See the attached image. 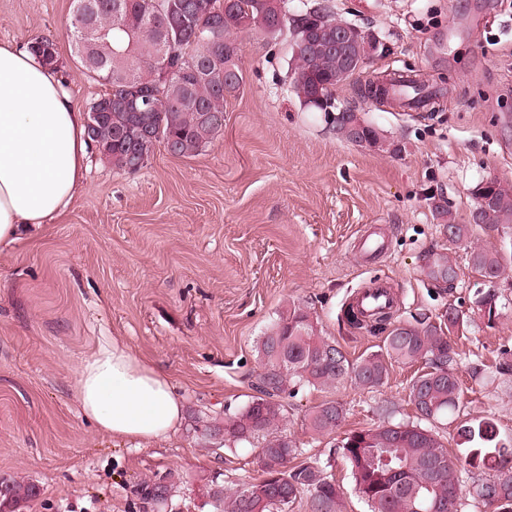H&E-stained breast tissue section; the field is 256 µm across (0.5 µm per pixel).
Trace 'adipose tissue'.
<instances>
[{
  "label": "adipose tissue",
  "mask_w": 512,
  "mask_h": 512,
  "mask_svg": "<svg viewBox=\"0 0 512 512\" xmlns=\"http://www.w3.org/2000/svg\"><path fill=\"white\" fill-rule=\"evenodd\" d=\"M88 136L54 67L0 45V247L69 208L82 181ZM97 431L147 448L174 435L182 402L166 375L113 339L86 358L74 386Z\"/></svg>",
  "instance_id": "adipose-tissue-1"
}]
</instances>
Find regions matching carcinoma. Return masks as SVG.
I'll use <instances>...</instances> for the list:
<instances>
[{
    "label": "carcinoma",
    "mask_w": 512,
    "mask_h": 512,
    "mask_svg": "<svg viewBox=\"0 0 512 512\" xmlns=\"http://www.w3.org/2000/svg\"><path fill=\"white\" fill-rule=\"evenodd\" d=\"M90 45L77 58L84 73L104 81L112 103L101 108L89 140L99 153L123 171L130 170V153L147 161L156 145L174 143L176 154L190 156L209 143L224 125V96L240 89L243 73L236 38L258 30L274 39L280 12L277 0H200L184 26L174 23L181 0H89ZM345 22L325 6H311L293 20L291 84L303 106L327 113L336 133L351 140L350 125L363 124L355 111L336 107V91L360 73L367 60L379 52L376 41L361 32L339 51L330 45L328 32ZM168 46L159 61L160 46ZM147 96L154 112H137L127 100ZM475 204L469 223L457 224L441 203L432 206L448 239L464 241L470 226L497 228L512 224V187L494 180L474 190ZM508 257L499 251L471 248V267L482 278H499ZM500 318V295L494 288L478 290L466 311L450 306L436 319L412 322L383 316L370 326L386 333L383 346L356 362L322 336L313 316L298 305L282 310L275 324L261 337L257 351L263 362L254 397L236 413L224 418L213 434L223 446L258 441L262 476L243 480L233 488L206 477L202 485L211 512H341L344 491L328 473L330 461L309 456L298 464L301 450L279 431L284 419L280 397L290 385L313 388L348 380L364 389L383 386L395 364H422L410 381L408 401L412 421H392L395 410L376 407L380 423L353 431L338 445L348 463L356 490L369 512H468L461 493L462 462L478 460L486 476L474 482L472 499L482 512H512V433L500 431L493 418L471 417L456 426L458 452L448 451L435 422L458 410L462 390L454 365L460 356L458 340L471 324L484 320L491 327ZM343 406L333 400L314 407L308 429L330 434L344 420ZM435 480L426 481L430 466ZM169 482L146 481L143 499L164 505L179 476ZM36 496L35 485L17 479L0 481V512H15Z\"/></svg>",
    "instance_id": "obj_1"
}]
</instances>
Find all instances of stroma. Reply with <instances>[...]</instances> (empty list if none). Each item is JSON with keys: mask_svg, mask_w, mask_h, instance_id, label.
I'll return each instance as SVG.
<instances>
[{"mask_svg": "<svg viewBox=\"0 0 512 512\" xmlns=\"http://www.w3.org/2000/svg\"><path fill=\"white\" fill-rule=\"evenodd\" d=\"M330 6L336 18L383 43L338 106L398 148L397 154L341 138L323 113L304 108L290 82L291 29L275 39L239 34L241 89L224 99L222 131L191 156L155 147L139 171L116 169L90 150L69 209L0 252V478L34 484L21 512H153L140 485L168 473L181 481L170 512H203L199 485L231 486L261 475L257 444L224 449L208 428L255 393L257 343L286 306L307 309L323 336L350 361L377 350L381 336L352 330L345 310L370 282L390 284L397 319L468 309L484 286L474 246L512 249V228H473L449 241L429 205L444 201L468 223L476 185H512V0H288ZM73 0H0V43L53 41L74 107L107 88L84 74L68 38ZM390 72L420 76L443 93L433 112L361 100L355 90ZM385 255L363 258L371 227ZM455 274L432 275L440 256ZM502 315L460 340L455 366L463 413L491 415L512 432V377L497 373L512 349V266L497 283ZM123 341L162 368L184 417L170 439L148 448L97 432L82 414L74 383L104 340ZM484 364L474 379V364ZM418 368L396 364L382 387L349 382L303 388L284 398V428L304 456L334 457L342 512H368L349 469L335 458L345 433L378 424L377 403L414 416L408 385ZM340 402L338 432L305 426L312 407Z\"/></svg>", "mask_w": 512, "mask_h": 512, "instance_id": "1", "label": "stroma"}]
</instances>
